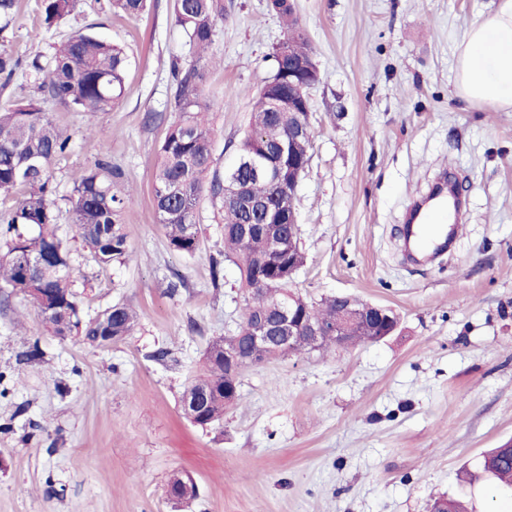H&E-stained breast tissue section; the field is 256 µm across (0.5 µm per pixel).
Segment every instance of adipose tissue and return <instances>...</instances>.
Returning a JSON list of instances; mask_svg holds the SVG:
<instances>
[{
    "instance_id": "adipose-tissue-1",
    "label": "adipose tissue",
    "mask_w": 512,
    "mask_h": 512,
    "mask_svg": "<svg viewBox=\"0 0 512 512\" xmlns=\"http://www.w3.org/2000/svg\"><path fill=\"white\" fill-rule=\"evenodd\" d=\"M457 96L470 104L512 109V0L476 20L457 57Z\"/></svg>"
}]
</instances>
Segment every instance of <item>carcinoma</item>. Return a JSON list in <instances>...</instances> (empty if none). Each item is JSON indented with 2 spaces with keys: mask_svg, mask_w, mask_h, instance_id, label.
<instances>
[{
  "mask_svg": "<svg viewBox=\"0 0 512 512\" xmlns=\"http://www.w3.org/2000/svg\"><path fill=\"white\" fill-rule=\"evenodd\" d=\"M76 0H42L43 23L50 27L68 16ZM113 13L129 19L140 17L147 0H108ZM278 16L287 28V39L303 54L310 52L308 39L296 18L288 17V5L281 4ZM224 19L223 0H174V20L194 51L188 65L176 68V104L179 118L161 142L153 179V203L166 230L169 247L192 256L200 248L196 212L203 195H208L224 217V256L240 270L245 288L256 289L244 298L242 322L286 299L288 254L259 266L266 251V238L257 232L243 238L237 224H276L289 233L295 217L288 214V201L281 200L275 211L259 205L275 199L278 184L267 178H252L249 172L232 166L207 178L214 164V130L208 120L212 103L204 93L207 53ZM127 55L120 47L84 32L56 44L52 61L43 66L33 62L38 74V90L77 112H104L120 103L125 90ZM20 65L12 53H0V75L10 79ZM288 61L273 60L272 74L259 89L274 84L288 94ZM72 137L61 131L33 99L20 100L0 109V199L12 205L0 210V238L6 253L0 257V285L27 292L39 288L43 297H31L45 327L55 331V308L64 307L73 315L75 332L94 343L96 319H84L73 290L71 257L66 241L58 234L55 188L50 170L71 148ZM288 141V113L263 109L252 113L249 130L237 147V159L255 154L265 156L268 166L279 172L276 143ZM34 156L40 170L25 180L19 172L23 159ZM238 177L247 186L245 198L224 202V180ZM67 201L73 224L84 245L101 265L124 263L130 258L123 213L135 201L134 190L126 185L122 170L99 158L88 166L74 185ZM342 303L336 296L302 306L306 317L334 323L341 318ZM136 310L126 303L112 305V342L134 334ZM204 374L185 389L181 398L183 415L201 427L224 419V409L238 398L240 374L224 368V344L213 340L204 354ZM484 472L512 488V445L504 444L482 457ZM434 512H463L458 500L448 497L430 503Z\"/></svg>",
  "mask_w": 512,
  "mask_h": 512,
  "instance_id": "carcinoma-1",
  "label": "carcinoma"
}]
</instances>
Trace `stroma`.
Wrapping results in <instances>:
<instances>
[{
    "instance_id": "obj_1",
    "label": "stroma",
    "mask_w": 512,
    "mask_h": 512,
    "mask_svg": "<svg viewBox=\"0 0 512 512\" xmlns=\"http://www.w3.org/2000/svg\"><path fill=\"white\" fill-rule=\"evenodd\" d=\"M204 91L214 165L236 155L282 21L267 0H223ZM497 0H295L320 72L310 90V162L297 192L307 260L294 288L352 295L400 318L389 338L252 366L223 421L186 419L181 396L208 344L234 332L244 304L224 226L202 198L195 255L173 252L153 207L160 143L177 120L173 64L192 54L173 0L135 20L77 0L52 27L41 0H18L0 51L21 56L0 106L37 97L32 60L77 31L128 56L125 95L106 112L42 107L72 134L53 166L59 233L85 317L118 301L139 327L100 348L47 331L29 297L0 288V512H428L442 495L470 512H512L484 474V452L512 439V110L455 95L469 25ZM137 191L123 215L134 257L102 266L77 236L67 198L96 159ZM466 203L464 229L429 262L402 250L411 202L440 176ZM220 276H213V269ZM165 349L168 361L155 360ZM190 474L196 497L165 495Z\"/></svg>"
}]
</instances>
